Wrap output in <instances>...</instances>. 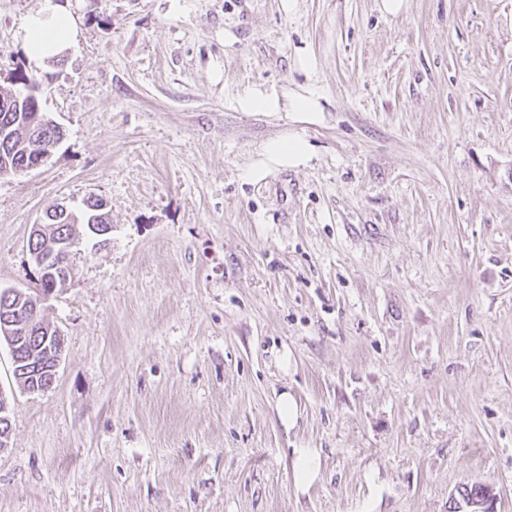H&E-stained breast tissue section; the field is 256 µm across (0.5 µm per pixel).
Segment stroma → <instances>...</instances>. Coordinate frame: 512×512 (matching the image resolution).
I'll list each match as a JSON object with an SVG mask.
<instances>
[{
	"instance_id": "stroma-1",
	"label": "stroma",
	"mask_w": 512,
	"mask_h": 512,
	"mask_svg": "<svg viewBox=\"0 0 512 512\" xmlns=\"http://www.w3.org/2000/svg\"><path fill=\"white\" fill-rule=\"evenodd\" d=\"M42 3L0 0V92ZM65 5L35 71L64 136L0 177V290L37 293L54 206L112 231L73 227L49 389L0 341V512H449L473 482L512 512V0ZM239 107L245 112H276L281 107L280 98L274 94L249 91L239 100ZM267 151L274 162L289 166L302 163L306 158L307 148L300 140L288 139L272 142ZM294 453V479L297 485L305 487L315 480L319 471V459L311 448H298Z\"/></svg>"
}]
</instances>
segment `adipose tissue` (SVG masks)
Here are the masks:
<instances>
[{
  "label": "adipose tissue",
  "instance_id": "adipose-tissue-1",
  "mask_svg": "<svg viewBox=\"0 0 512 512\" xmlns=\"http://www.w3.org/2000/svg\"><path fill=\"white\" fill-rule=\"evenodd\" d=\"M76 35L77 21L73 13L57 0H44L41 10L28 18L24 30L29 62L40 66L62 55Z\"/></svg>",
  "mask_w": 512,
  "mask_h": 512
}]
</instances>
